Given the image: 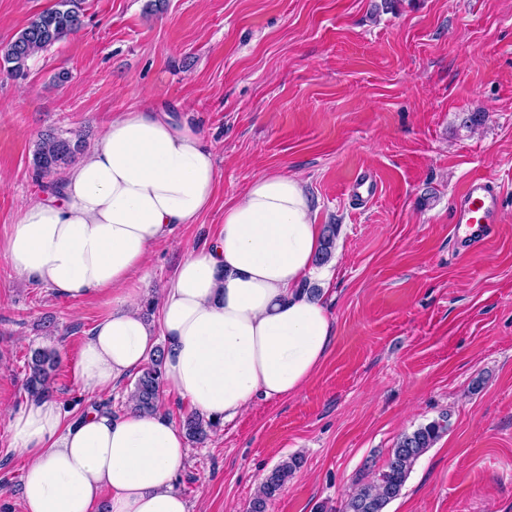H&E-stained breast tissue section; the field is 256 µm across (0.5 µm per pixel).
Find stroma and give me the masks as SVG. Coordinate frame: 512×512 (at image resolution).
<instances>
[{
    "label": "stroma",
    "instance_id": "obj_1",
    "mask_svg": "<svg viewBox=\"0 0 512 512\" xmlns=\"http://www.w3.org/2000/svg\"><path fill=\"white\" fill-rule=\"evenodd\" d=\"M56 0H0V44ZM84 25L0 69V234L44 191L40 133L94 141L144 99L190 109L212 142L211 209L176 228L147 281L209 242L224 208L265 172L300 176L318 224L337 227L325 294L335 338L295 396L219 424L190 446L178 488L191 512H247L283 459L302 458L267 512H342L397 440L446 419L387 512H512V0H84ZM67 73L59 82V73ZM477 113L481 122L465 125ZM373 176L368 204L352 181ZM474 176L501 217L473 246L451 201ZM108 298L63 300L0 257V407L16 409L29 352L56 348L54 396ZM0 418V512H21L24 461Z\"/></svg>",
    "mask_w": 512,
    "mask_h": 512
}]
</instances>
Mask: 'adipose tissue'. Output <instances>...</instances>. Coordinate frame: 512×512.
I'll use <instances>...</instances> for the list:
<instances>
[{"label": "adipose tissue", "mask_w": 512, "mask_h": 512, "mask_svg": "<svg viewBox=\"0 0 512 512\" xmlns=\"http://www.w3.org/2000/svg\"><path fill=\"white\" fill-rule=\"evenodd\" d=\"M215 152L190 115L158 106L113 117L58 189L22 205L0 256L61 299L109 297L90 330L76 382L92 405L72 414L53 395L29 398L6 420L23 456L24 512H190L177 488L188 447L164 411L115 415L94 407L163 351V389L214 421L299 393L324 361L333 326L306 281L329 287L323 235L302 180L257 176L209 243L189 246L139 312L155 247L210 208Z\"/></svg>", "instance_id": "obj_1"}]
</instances>
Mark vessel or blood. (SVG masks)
<instances>
[{"instance_id":"obj_1","label":"vessel or blood","mask_w":512,"mask_h":512,"mask_svg":"<svg viewBox=\"0 0 512 512\" xmlns=\"http://www.w3.org/2000/svg\"><path fill=\"white\" fill-rule=\"evenodd\" d=\"M500 220V190L483 177L470 178L452 202V222L457 236L478 244L491 233Z\"/></svg>"}]
</instances>
